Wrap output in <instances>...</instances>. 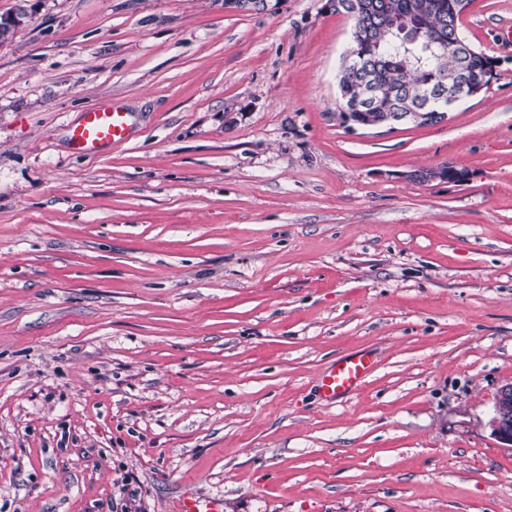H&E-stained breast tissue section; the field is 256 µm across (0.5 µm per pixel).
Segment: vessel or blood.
I'll list each match as a JSON object with an SVG mask.
<instances>
[{
	"label": "vessel or blood",
	"mask_w": 512,
	"mask_h": 512,
	"mask_svg": "<svg viewBox=\"0 0 512 512\" xmlns=\"http://www.w3.org/2000/svg\"><path fill=\"white\" fill-rule=\"evenodd\" d=\"M130 115L114 103H103L82 113L69 128V141L74 151L95 155L112 146L125 143L129 137ZM378 365L372 353L359 351L348 354L324 371L319 379L321 398L328 403L346 399L360 390ZM218 500L184 495L178 512H222Z\"/></svg>",
	"instance_id": "b4317fda"
}]
</instances>
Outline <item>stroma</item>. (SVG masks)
I'll list each match as a JSON object with an SVG mask.
<instances>
[{"instance_id": "35a3bbf8", "label": "stroma", "mask_w": 512, "mask_h": 512, "mask_svg": "<svg viewBox=\"0 0 512 512\" xmlns=\"http://www.w3.org/2000/svg\"><path fill=\"white\" fill-rule=\"evenodd\" d=\"M0 512H512V0L445 124L350 131L328 0H0ZM116 101L127 142L68 129ZM467 168L421 183L419 168ZM374 352L323 402L336 359ZM377 365V357L365 351L340 358L320 376L318 390L321 398L327 403L346 399L362 388ZM490 435L504 448L512 449V384L498 392L488 422ZM223 503L219 500L201 499L189 494L184 495L178 512H222Z\"/></svg>"}]
</instances>
